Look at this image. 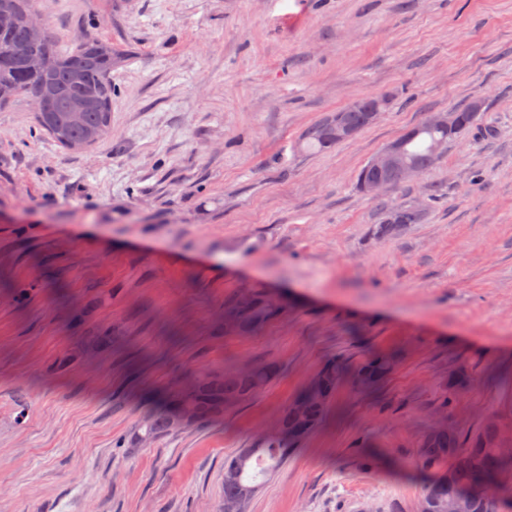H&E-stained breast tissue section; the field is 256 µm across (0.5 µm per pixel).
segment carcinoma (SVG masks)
Returning <instances> with one entry per match:
<instances>
[{"label": "carcinoma", "mask_w": 512, "mask_h": 512, "mask_svg": "<svg viewBox=\"0 0 512 512\" xmlns=\"http://www.w3.org/2000/svg\"><path fill=\"white\" fill-rule=\"evenodd\" d=\"M37 0H0V16L10 24L0 29V104L19 92L31 94L34 108L47 106L50 116L35 112L36 123L55 141L71 150L94 146L110 130L112 112V48L99 40L81 36L76 49L67 55L56 53L48 28L34 25L30 16L36 12ZM39 55L47 60L43 71L28 69L27 58ZM450 140L448 131L421 122L409 129L405 154L422 173L435 165L439 156L433 146ZM298 147L322 153L335 147L326 139L302 134ZM423 212L413 205L385 207L375 234L394 238L410 224L421 221ZM277 312L270 300L254 293L243 297L233 310L239 326L249 329ZM392 369V360L374 356L356 370L343 360H333L300 389L283 410L282 430L241 448L224 459V504L243 512L246 501L258 488L256 480L277 467L298 448L322 420L327 404L339 385L348 377L365 387L376 385ZM273 364L207 374L186 386H174L160 398L135 429L137 441H147L173 434L186 425H175L174 407L191 404L197 417L189 425H200L224 416L228 405L245 401L261 391L276 375ZM416 465L429 476L421 496L422 512H448V506L477 485H492L512 472V450L503 449L497 424L487 422L479 430L463 432L448 427L427 429L420 436ZM509 500L494 502L489 498L473 499L464 512H512V487Z\"/></svg>", "instance_id": "1"}]
</instances>
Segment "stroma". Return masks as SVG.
Wrapping results in <instances>:
<instances>
[{"label": "stroma", "mask_w": 512, "mask_h": 512, "mask_svg": "<svg viewBox=\"0 0 512 512\" xmlns=\"http://www.w3.org/2000/svg\"><path fill=\"white\" fill-rule=\"evenodd\" d=\"M37 7L61 50L111 45L112 134L69 151L27 96L0 107V512H218L225 457L328 360L374 352L388 377L342 384L245 512H416L430 425L495 419L512 440V0ZM371 96L391 103L355 139L297 149ZM475 100L432 168L357 190L385 145ZM397 203L422 223L374 237ZM245 290L280 314L239 329ZM264 363L274 379L223 420L125 445L156 390Z\"/></svg>", "instance_id": "stroma-1"}]
</instances>
